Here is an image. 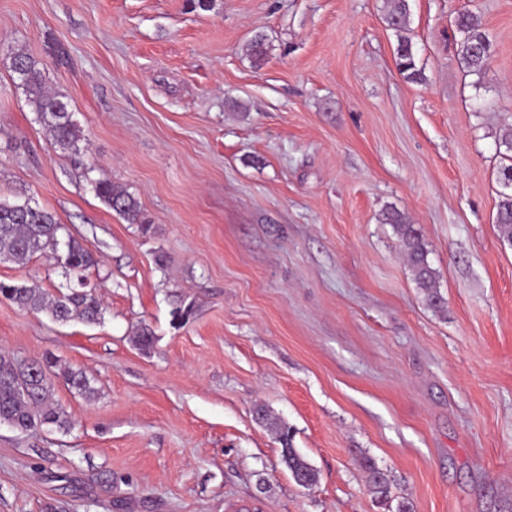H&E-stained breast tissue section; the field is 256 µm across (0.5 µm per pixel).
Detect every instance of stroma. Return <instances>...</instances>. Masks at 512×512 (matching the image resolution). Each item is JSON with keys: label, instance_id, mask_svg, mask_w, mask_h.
<instances>
[{"label": "stroma", "instance_id": "1", "mask_svg": "<svg viewBox=\"0 0 512 512\" xmlns=\"http://www.w3.org/2000/svg\"><path fill=\"white\" fill-rule=\"evenodd\" d=\"M408 8L418 82L386 0H0V197L55 213L105 307L57 324L0 298V349L95 389L56 378L69 431L0 425V512H512V242L496 224L512 0ZM464 12L494 43L480 81L456 55ZM17 46L68 97L77 155L15 87ZM93 178L125 185L151 234ZM391 210L420 230L442 309ZM0 281L66 285L40 256L0 262ZM181 298L196 312L176 326ZM280 425L312 487L284 465ZM407 0L387 1V13L385 21L388 27L396 33V61L399 70L407 80L417 81L420 79L421 70L417 68L416 54L412 42L403 33L407 30L408 22ZM365 468L368 473L367 486L369 492L378 502H386L389 500L390 483L386 473L371 461L366 462Z\"/></svg>", "mask_w": 512, "mask_h": 512}]
</instances>
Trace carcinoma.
Returning <instances> with one entry per match:
<instances>
[{
  "mask_svg": "<svg viewBox=\"0 0 512 512\" xmlns=\"http://www.w3.org/2000/svg\"><path fill=\"white\" fill-rule=\"evenodd\" d=\"M407 18V0H387L385 21L397 36L395 57L398 68L406 79L417 81L421 70L417 68L412 42L404 36ZM455 26L460 34L458 56L464 71L483 78L493 49L489 34L479 20L469 13L460 14ZM248 50L255 65L260 66L265 62L268 47L263 37H254L248 44ZM11 70L13 83L24 92L27 104L36 114L38 122L49 132L60 153L68 155L76 151L82 138L81 127L73 119L68 98L47 89L44 66L20 47L11 52ZM499 146L505 148V153L502 154L503 162L497 175L502 188L499 192L497 224L503 236L511 241V126L502 130ZM90 185L95 196L126 223L138 225L144 234L150 232L151 224L140 202L127 188L108 180H92ZM385 223L394 225L399 234L417 286L424 292L428 304L433 308L441 307L436 273L427 260L428 250L420 232L396 210L386 213ZM65 232V226L60 224L52 211L33 206L28 200L0 198V260L23 263L38 253H49L69 278L66 291L57 295L37 286L0 282V296L21 309L46 311L56 322L78 319L87 324H96L102 319L103 304L89 288L83 275L86 269L95 264V259L72 236L61 241V235ZM55 367L57 362L50 358L19 360L0 351V424L23 432L42 427L70 428L71 420L65 408L53 400L54 377H63L66 384L85 397L93 395L95 389L83 372L70 368L55 372ZM277 434L282 459L294 480L314 485L318 472L294 448L288 429L280 427ZM365 468L369 492L380 502L389 500L390 483L386 473L370 461L366 462Z\"/></svg>",
  "mask_w": 512,
  "mask_h": 512,
  "instance_id": "carcinoma-1",
  "label": "carcinoma"
}]
</instances>
